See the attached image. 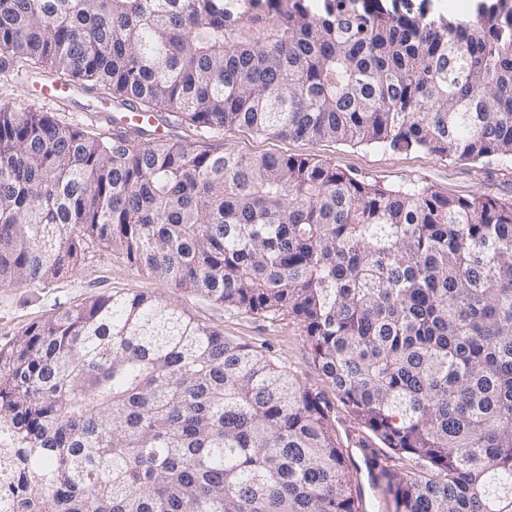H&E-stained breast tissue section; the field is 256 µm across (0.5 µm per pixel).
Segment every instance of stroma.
<instances>
[{
    "label": "stroma",
    "mask_w": 512,
    "mask_h": 512,
    "mask_svg": "<svg viewBox=\"0 0 512 512\" xmlns=\"http://www.w3.org/2000/svg\"><path fill=\"white\" fill-rule=\"evenodd\" d=\"M169 131L172 139L189 143L200 151L231 149L240 153L311 156L390 189L428 187L447 196L491 195L512 201L510 158L493 157L479 162L450 160L426 150L401 151L330 140L314 143L305 139L266 138L239 127L203 135L182 123L170 125ZM116 293L152 295L214 327L226 339L262 351L276 364L291 371L301 384L321 393L330 408L351 484L362 493L364 512H394V501L386 489L385 479L360 466L363 448H370L380 457L386 455V448L374 433L355 419L315 367L303 327L294 317L284 315L272 320L225 308L200 294L138 271L110 250L94 247L84 262L60 281L0 288V346L56 310L77 305L91 296Z\"/></svg>",
    "instance_id": "35a3bbf8"
}]
</instances>
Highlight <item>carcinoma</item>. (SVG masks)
Returning <instances> with one entry per match:
<instances>
[{"label":"carcinoma","instance_id":"cac0c4a2","mask_svg":"<svg viewBox=\"0 0 512 512\" xmlns=\"http://www.w3.org/2000/svg\"><path fill=\"white\" fill-rule=\"evenodd\" d=\"M268 7L0 0V75L201 134L512 159V0L465 22ZM148 136L0 99V287L56 282L99 243L226 308L293 316L391 450L395 512H512V202ZM2 443L22 512H359L320 393L148 294L92 296L0 347Z\"/></svg>","mask_w":512,"mask_h":512}]
</instances>
